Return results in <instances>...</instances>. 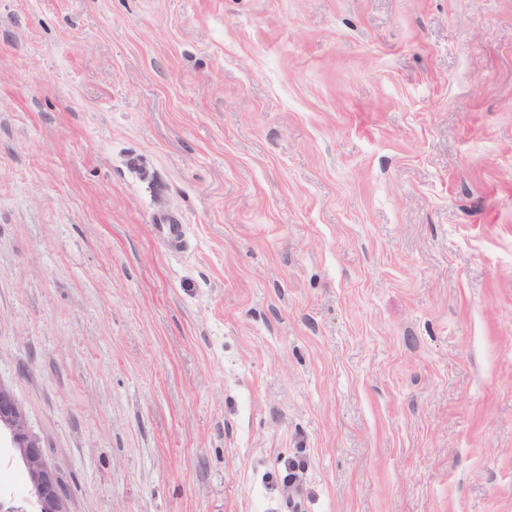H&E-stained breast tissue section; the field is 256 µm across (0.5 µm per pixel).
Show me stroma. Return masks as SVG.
I'll return each mask as SVG.
<instances>
[{
	"label": "stroma",
	"mask_w": 512,
	"mask_h": 512,
	"mask_svg": "<svg viewBox=\"0 0 512 512\" xmlns=\"http://www.w3.org/2000/svg\"><path fill=\"white\" fill-rule=\"evenodd\" d=\"M0 383L70 512H512V0H0ZM159 239L171 251L181 252L186 242L185 224H181L178 217L163 214L159 217V224H155Z\"/></svg>",
	"instance_id": "obj_1"
}]
</instances>
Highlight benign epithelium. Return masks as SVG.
I'll list each match as a JSON object with an SVG mask.
<instances>
[{"instance_id": "7a95c632", "label": "benign epithelium", "mask_w": 512, "mask_h": 512, "mask_svg": "<svg viewBox=\"0 0 512 512\" xmlns=\"http://www.w3.org/2000/svg\"><path fill=\"white\" fill-rule=\"evenodd\" d=\"M8 440L26 476L39 512H69L67 492L59 473L47 460L40 440L30 432L13 392L0 383V438Z\"/></svg>"}]
</instances>
